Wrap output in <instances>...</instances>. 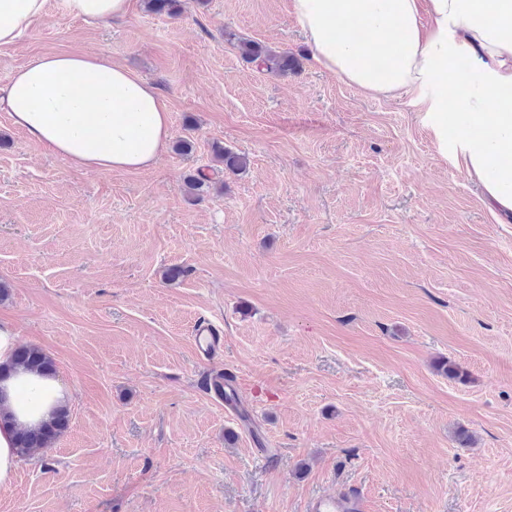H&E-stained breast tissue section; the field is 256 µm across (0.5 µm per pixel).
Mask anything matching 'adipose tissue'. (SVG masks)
<instances>
[{"instance_id": "obj_1", "label": "adipose tissue", "mask_w": 512, "mask_h": 512, "mask_svg": "<svg viewBox=\"0 0 512 512\" xmlns=\"http://www.w3.org/2000/svg\"><path fill=\"white\" fill-rule=\"evenodd\" d=\"M90 26L124 19L131 0H0V47L17 42L48 7ZM313 59L371 95L417 92L440 149L499 210L512 214V0H293ZM359 19L363 38L341 31ZM470 65L460 70L459 57ZM0 109L28 137L74 167L150 168L171 132L170 109L145 78L103 53L32 57L0 88ZM68 393L53 376L16 370L0 381V487L19 459L16 435L49 421Z\"/></svg>"}]
</instances>
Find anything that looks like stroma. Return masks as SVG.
Here are the masks:
<instances>
[{
  "label": "stroma",
  "instance_id": "1",
  "mask_svg": "<svg viewBox=\"0 0 512 512\" xmlns=\"http://www.w3.org/2000/svg\"><path fill=\"white\" fill-rule=\"evenodd\" d=\"M181 3L132 0L108 26L52 8L0 47V84L39 54L109 55L194 145L86 171L0 111V320L71 394L67 430L19 461L0 512H305L348 489L363 512H512V215L412 95L318 66L292 0ZM235 35L298 64L243 63ZM216 143L247 168L193 200L182 180ZM202 319L224 336L211 363ZM443 358L467 382L437 374ZM220 371L250 423L206 390ZM196 351L201 359L212 361L223 355L224 339L205 321L197 322L192 330Z\"/></svg>",
  "mask_w": 512,
  "mask_h": 512
}]
</instances>
